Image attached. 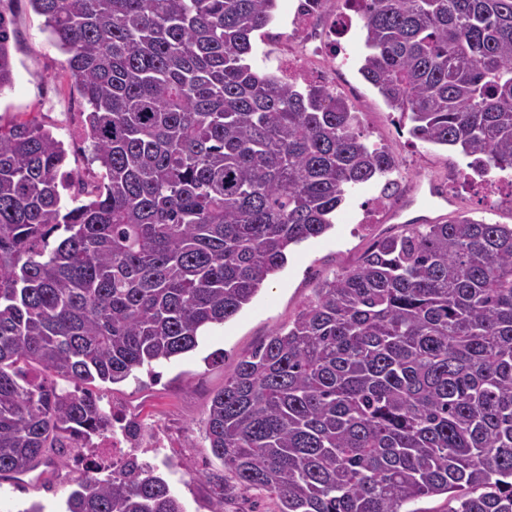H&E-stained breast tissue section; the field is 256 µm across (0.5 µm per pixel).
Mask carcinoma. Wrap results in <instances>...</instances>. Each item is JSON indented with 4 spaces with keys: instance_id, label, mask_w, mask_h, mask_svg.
<instances>
[{
    "instance_id": "cac0c4a2",
    "label": "carcinoma",
    "mask_w": 512,
    "mask_h": 512,
    "mask_svg": "<svg viewBox=\"0 0 512 512\" xmlns=\"http://www.w3.org/2000/svg\"><path fill=\"white\" fill-rule=\"evenodd\" d=\"M360 71L409 134L512 172V0H352ZM88 105L102 172L45 125L0 124V478L112 416L90 390L193 351L290 247L399 161L328 84L252 68L277 0H29ZM0 12V89L13 82ZM37 367L75 384L27 377ZM206 434L279 512H512V224H404L242 357ZM211 512L224 474L210 473ZM68 512H185L131 458Z\"/></svg>"
}]
</instances>
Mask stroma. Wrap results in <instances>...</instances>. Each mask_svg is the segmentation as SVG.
Listing matches in <instances>:
<instances>
[{"instance_id": "35a3bbf8", "label": "stroma", "mask_w": 512, "mask_h": 512, "mask_svg": "<svg viewBox=\"0 0 512 512\" xmlns=\"http://www.w3.org/2000/svg\"><path fill=\"white\" fill-rule=\"evenodd\" d=\"M292 2L278 0L273 22L253 36L250 62L258 71L278 72L285 60L300 54ZM0 11L10 22L15 74L12 86L0 91V123L33 118L50 127L64 143L68 169L92 178L100 167L91 163L92 143L82 131L87 104L63 68L64 54L28 0H0ZM341 45L332 85L359 112L369 141L398 158L400 167L392 174L398 183L395 193L381 198L379 179L358 186L337 210L333 228L294 246L286 266L253 301L230 320L210 327L195 350L136 371L121 383L96 388L102 405L120 414L134 436L153 439V447H133L129 454L154 467L186 512H210L212 489L205 475L221 467L205 435L213 395L243 356L293 322L322 281L356 266L375 238L397 233L406 204L424 208L428 187L434 184L450 198L433 206L436 222L466 215L512 224V173L479 171L472 158L458 151L413 139L398 113L359 72L366 53L360 25L352 26ZM82 473L66 457L43 474L0 479V512H24L34 503L44 512H66L67 498Z\"/></svg>"}]
</instances>
